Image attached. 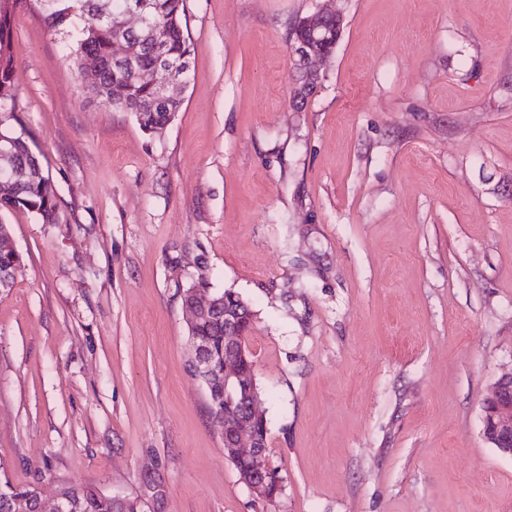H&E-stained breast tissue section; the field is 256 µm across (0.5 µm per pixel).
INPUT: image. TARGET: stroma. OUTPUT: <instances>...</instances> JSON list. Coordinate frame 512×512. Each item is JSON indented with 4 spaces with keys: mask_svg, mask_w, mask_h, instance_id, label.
I'll return each mask as SVG.
<instances>
[{
    "mask_svg": "<svg viewBox=\"0 0 512 512\" xmlns=\"http://www.w3.org/2000/svg\"><path fill=\"white\" fill-rule=\"evenodd\" d=\"M344 16L301 111L291 25ZM175 120L105 108L37 11L14 124L60 221L0 213V461L155 512H512L482 404L512 371V0H186ZM251 308L268 455L255 499L189 368L181 292ZM14 239L11 234L9 225L3 224L0 221V271L6 274L8 280L0 274V293L4 290H10L14 284L15 272L21 267L22 256L19 251H15L13 248Z\"/></svg>",
    "mask_w": 512,
    "mask_h": 512,
    "instance_id": "1",
    "label": "stroma"
}]
</instances>
